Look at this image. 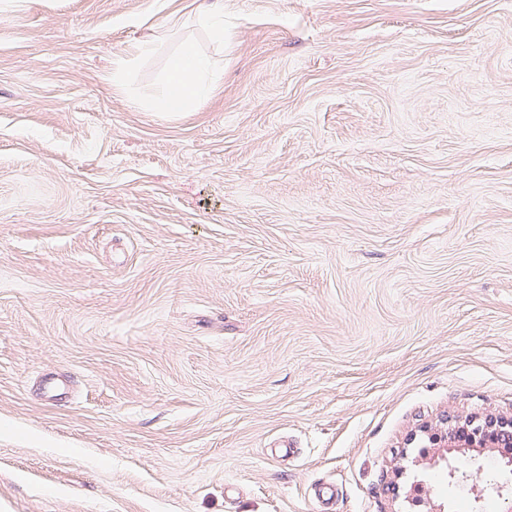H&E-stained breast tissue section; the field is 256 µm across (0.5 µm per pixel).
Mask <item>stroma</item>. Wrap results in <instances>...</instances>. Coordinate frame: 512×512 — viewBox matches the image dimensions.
I'll return each mask as SVG.
<instances>
[{
    "instance_id": "35a3bbf8",
    "label": "stroma",
    "mask_w": 512,
    "mask_h": 512,
    "mask_svg": "<svg viewBox=\"0 0 512 512\" xmlns=\"http://www.w3.org/2000/svg\"><path fill=\"white\" fill-rule=\"evenodd\" d=\"M510 415L512 0H0V512H469ZM220 77L221 72L208 59L184 54L173 64L169 75V95L156 105L157 111H180L188 99L196 97L205 85L209 87ZM489 432L492 434V440H498L502 448L508 450L505 446L512 445V437L501 436L500 433L496 434V430H490ZM492 440L488 434H483L482 428L472 433L466 446L460 444L461 442H466L464 439L460 440L448 436V445L446 444L445 446L446 448L448 447V451L445 452L443 461L446 462L448 478L455 488L467 484L470 480H473L475 475L483 471V464L478 463V460L485 458V451L481 452L476 448H491V445L494 444Z\"/></svg>"
}]
</instances>
